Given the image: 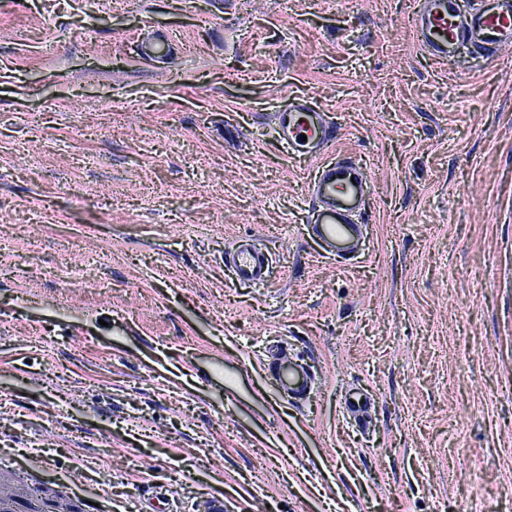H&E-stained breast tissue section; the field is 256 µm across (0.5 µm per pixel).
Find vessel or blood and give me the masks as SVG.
Returning a JSON list of instances; mask_svg holds the SVG:
<instances>
[{
	"label": "vessel or blood",
	"mask_w": 512,
	"mask_h": 512,
	"mask_svg": "<svg viewBox=\"0 0 512 512\" xmlns=\"http://www.w3.org/2000/svg\"><path fill=\"white\" fill-rule=\"evenodd\" d=\"M420 2L407 23L416 45L435 61L452 63L469 48L478 57L498 60L512 47V0ZM272 131L288 158L314 164L307 185L308 236L325 256L342 259L356 252L363 237L362 216L370 206L366 164L328 157L339 129L308 96L290 97L287 106L274 113ZM224 264L237 282L258 286L270 278L274 260L263 249L240 246L225 252ZM275 380L279 394L290 398L306 392L310 376L305 367L282 354Z\"/></svg>",
	"instance_id": "vessel-or-blood-1"
}]
</instances>
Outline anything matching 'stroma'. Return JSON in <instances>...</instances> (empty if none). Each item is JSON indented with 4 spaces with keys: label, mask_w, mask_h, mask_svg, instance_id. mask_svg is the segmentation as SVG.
<instances>
[{
    "label": "stroma",
    "mask_w": 512,
    "mask_h": 512,
    "mask_svg": "<svg viewBox=\"0 0 512 512\" xmlns=\"http://www.w3.org/2000/svg\"><path fill=\"white\" fill-rule=\"evenodd\" d=\"M411 9L0 0V457L47 512L161 485L179 512H512V50L436 63ZM292 94L371 166L358 263L302 233L311 167L267 124ZM280 348L308 399L276 394ZM273 264L272 254L261 248L239 246L224 253V265L238 283L263 285L272 274Z\"/></svg>",
    "instance_id": "35a3bbf8"
}]
</instances>
